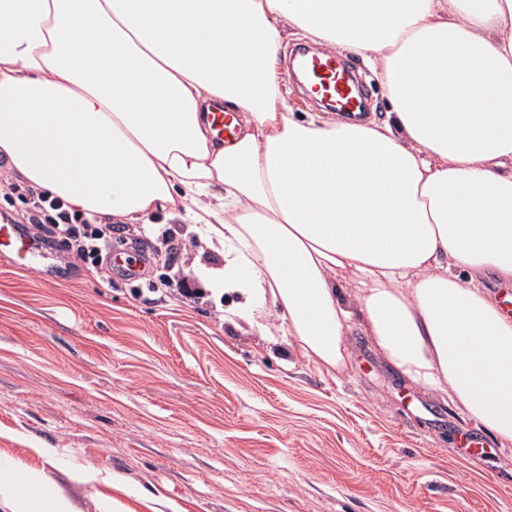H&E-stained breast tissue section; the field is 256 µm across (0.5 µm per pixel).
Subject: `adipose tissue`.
Returning a JSON list of instances; mask_svg holds the SVG:
<instances>
[{"label":"adipose tissue","mask_w":512,"mask_h":512,"mask_svg":"<svg viewBox=\"0 0 512 512\" xmlns=\"http://www.w3.org/2000/svg\"><path fill=\"white\" fill-rule=\"evenodd\" d=\"M358 57L385 120L300 117L287 33ZM241 133L217 138L210 112ZM0 156L99 221L182 212L225 320L342 371L360 321L413 385L512 446V0H0ZM353 288L341 301L337 281ZM11 512H72L36 469Z\"/></svg>","instance_id":"1"}]
</instances>
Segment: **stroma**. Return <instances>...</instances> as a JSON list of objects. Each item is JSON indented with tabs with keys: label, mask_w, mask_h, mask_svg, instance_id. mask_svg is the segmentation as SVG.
<instances>
[{
	"label": "stroma",
	"mask_w": 512,
	"mask_h": 512,
	"mask_svg": "<svg viewBox=\"0 0 512 512\" xmlns=\"http://www.w3.org/2000/svg\"><path fill=\"white\" fill-rule=\"evenodd\" d=\"M151 221L112 227L113 248L148 256L135 282L58 249L53 283L0 257V460L41 470L74 512H512V447L403 379L361 326L336 372L225 320L236 298L203 273L222 255L165 211Z\"/></svg>",
	"instance_id": "1"
}]
</instances>
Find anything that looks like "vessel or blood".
I'll use <instances>...</instances> for the list:
<instances>
[{
  "label": "vessel or blood",
  "mask_w": 512,
  "mask_h": 512,
  "mask_svg": "<svg viewBox=\"0 0 512 512\" xmlns=\"http://www.w3.org/2000/svg\"><path fill=\"white\" fill-rule=\"evenodd\" d=\"M300 70L310 100L328 104L332 111L349 115L364 107L359 81L352 69L333 53L321 51L301 55ZM0 256L52 279L54 269L49 255L39 243L22 233L19 225L0 224Z\"/></svg>",
  "instance_id": "vessel-or-blood-1"
}]
</instances>
